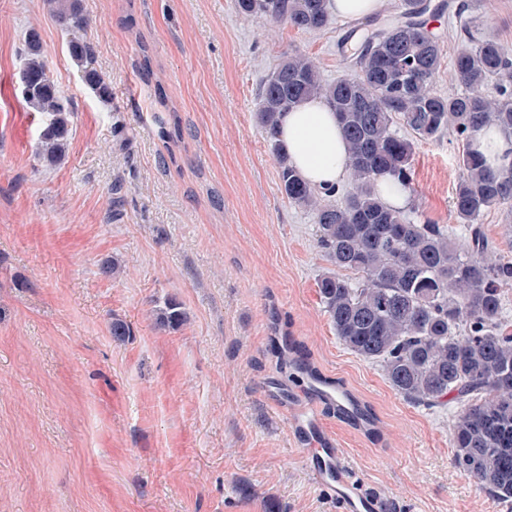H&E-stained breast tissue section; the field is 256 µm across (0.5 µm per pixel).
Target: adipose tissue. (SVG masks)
<instances>
[{"mask_svg": "<svg viewBox=\"0 0 512 512\" xmlns=\"http://www.w3.org/2000/svg\"><path fill=\"white\" fill-rule=\"evenodd\" d=\"M279 131L294 166L311 187L321 191L346 181L348 146L323 99L307 100L282 113Z\"/></svg>", "mask_w": 512, "mask_h": 512, "instance_id": "obj_1", "label": "adipose tissue"}]
</instances>
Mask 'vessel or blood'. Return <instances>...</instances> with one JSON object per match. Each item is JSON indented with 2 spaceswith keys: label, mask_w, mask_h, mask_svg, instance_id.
I'll return each instance as SVG.
<instances>
[{
  "label": "vessel or blood",
  "mask_w": 512,
  "mask_h": 512,
  "mask_svg": "<svg viewBox=\"0 0 512 512\" xmlns=\"http://www.w3.org/2000/svg\"><path fill=\"white\" fill-rule=\"evenodd\" d=\"M303 381L283 391L281 402L297 403L288 419L292 438L311 483L326 492L340 512H389L387 501L358 480L344 449L338 448L327 430L328 419L361 430H372L374 419L360 398L346 385L323 372L303 367Z\"/></svg>",
  "instance_id": "obj_1"
}]
</instances>
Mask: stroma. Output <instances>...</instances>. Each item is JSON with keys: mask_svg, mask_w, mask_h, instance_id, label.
<instances>
[{"mask_svg": "<svg viewBox=\"0 0 512 512\" xmlns=\"http://www.w3.org/2000/svg\"><path fill=\"white\" fill-rule=\"evenodd\" d=\"M462 1L431 22L444 94L461 89ZM466 1L512 56V0ZM82 5L108 102L82 82L45 0H0V512H338L270 392L295 356L373 414L375 434L328 429L391 512H506L453 465L455 403H410L337 338L317 287L334 268L312 215L281 193L255 119L284 52L341 75L351 21L309 34L241 17L234 0ZM32 31L72 112L55 165L36 155L41 116L18 90ZM144 44L153 83L136 68ZM159 86L182 130L172 152L153 119ZM458 154L451 135L417 145V220L452 224ZM168 298L181 328L155 322ZM116 318L131 329L121 340Z\"/></svg>", "mask_w": 512, "mask_h": 512, "instance_id": "stroma-1", "label": "stroma"}]
</instances>
